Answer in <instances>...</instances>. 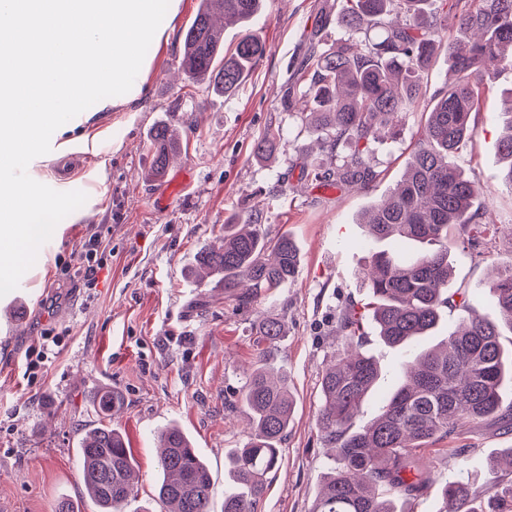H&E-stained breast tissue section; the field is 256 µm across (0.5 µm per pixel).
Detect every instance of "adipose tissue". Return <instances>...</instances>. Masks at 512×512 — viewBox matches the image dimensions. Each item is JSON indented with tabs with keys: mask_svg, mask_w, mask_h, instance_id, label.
Masks as SVG:
<instances>
[{
	"mask_svg": "<svg viewBox=\"0 0 512 512\" xmlns=\"http://www.w3.org/2000/svg\"><path fill=\"white\" fill-rule=\"evenodd\" d=\"M182 0H0V288L22 274L25 252L50 235L62 197L37 179L7 173L45 140L58 147L98 113L138 99L153 60L145 43H168ZM113 87L112 96L102 93Z\"/></svg>",
	"mask_w": 512,
	"mask_h": 512,
	"instance_id": "ef3b65f1",
	"label": "adipose tissue"
}]
</instances>
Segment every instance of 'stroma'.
I'll return each mask as SVG.
<instances>
[{
	"label": "stroma",
	"mask_w": 512,
	"mask_h": 512,
	"mask_svg": "<svg viewBox=\"0 0 512 512\" xmlns=\"http://www.w3.org/2000/svg\"><path fill=\"white\" fill-rule=\"evenodd\" d=\"M334 0H266L251 21L266 53L234 95L212 94L181 71L184 35L200 0H183L169 43L153 52L150 75L137 102L100 115L96 148L74 130L66 149L46 142L28 168L45 192L64 198L55 214L50 247L34 255L26 296L0 290V504L8 512H55L60 500L98 512L81 478L77 444L97 425L96 400L112 392L119 409L110 424L132 449L137 474L126 512H161L156 434L175 424L190 439L213 476V504L224 503V457L249 437L243 408H230L254 361L257 312L284 316L287 335L270 364L288 376L293 418L280 464L269 477L258 512H310L329 470L316 420L320 378L340 347L338 317L363 303L369 260L362 213L387 196L403 175L425 121L424 109L406 114L397 135L365 153L378 178L368 189L320 187L302 179L308 163L324 169L323 153L305 154L310 141L299 110L282 99L321 9ZM512 105V72L499 74L473 115L477 138L458 154L465 174L488 193L487 210L498 234L482 255L452 253L449 288L466 289L472 304L496 313L487 283L496 268L512 265V188L503 182L496 141ZM171 126L181 141L161 177L151 174L154 126ZM281 132L272 159L253 153L267 129ZM263 205L269 237L290 234L302 261L288 287L263 293L249 309L237 308L215 278L190 270L199 248L218 242L224 221ZM108 243L99 286H77L69 269L83 238ZM60 336L38 376L26 348L43 333ZM380 375L361 406L357 425L372 421L383 395L402 381L408 352L372 340ZM464 449L457 457L456 449ZM512 448V432L497 428L458 434L423 452L432 483L397 512H437L441 489L459 468L486 474L492 454Z\"/></svg>",
	"instance_id": "1"
}]
</instances>
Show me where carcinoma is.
<instances>
[{
    "instance_id": "1",
    "label": "carcinoma",
    "mask_w": 512,
    "mask_h": 512,
    "mask_svg": "<svg viewBox=\"0 0 512 512\" xmlns=\"http://www.w3.org/2000/svg\"><path fill=\"white\" fill-rule=\"evenodd\" d=\"M265 0H201L187 29L181 68L217 94L237 89L266 51L244 30L224 50V19L247 24ZM428 0H343L320 14L305 57L286 91L284 106L301 102L308 132L336 164L302 176L338 186L369 187L376 174L362 154L382 129L392 130L426 96L435 51L448 48L454 79L433 95V106L417 148L388 197L362 219L372 262L364 273L368 302L350 305L339 317L342 349L322 373V405L317 425L332 448V465L311 512H396L393 498L427 489L430 470L422 460L429 442L457 434L461 425L500 424L512 430V353L502 328L512 330V266L492 276L488 288L499 312L491 321L471 306L466 291L448 288L449 255L459 246L474 248L492 218L473 209L486 193L468 178L456 154L477 136L473 112L501 71L512 70V0H454L450 11L427 10ZM348 32L328 44L321 31ZM281 140L268 129L254 153L271 155ZM349 146L344 154L341 146ZM152 175L161 176L179 142L169 127L155 128ZM509 160L503 180L512 187V111L498 141ZM196 266L219 278L238 307L250 308L259 293L286 288L298 274L300 249L283 234L269 238L261 208L238 214L224 225L219 247L203 246ZM459 312V324L439 344L428 347L444 318ZM393 346L412 350L402 383L382 402L377 417L362 428L354 419L378 378L375 358L363 352L369 332ZM286 334L285 321L269 315L257 322V361L240 390L251 432L227 457L233 491L224 494L223 512H257L268 475L279 463L280 444L291 421L293 400L285 374L274 376L266 357ZM85 485L99 512H125L134 496L133 459L124 435L103 423L79 443ZM512 465V448L494 458L485 481L457 478L445 484L438 512H512V480L499 472ZM157 498L165 512H213L209 466L179 428L161 432Z\"/></svg>"
}]
</instances>
